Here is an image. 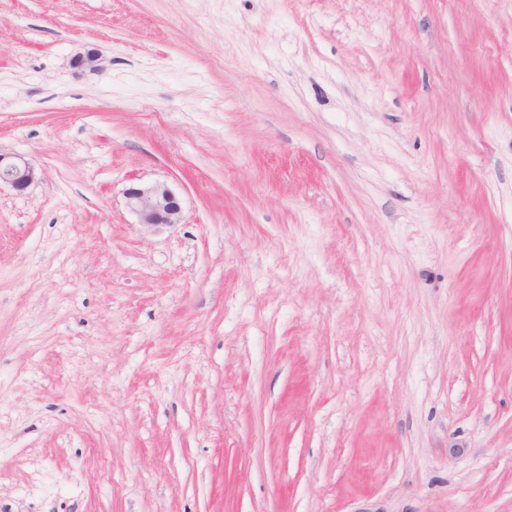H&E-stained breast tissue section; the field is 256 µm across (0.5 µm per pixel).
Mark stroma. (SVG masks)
<instances>
[{"label":"stroma","instance_id":"obj_1","mask_svg":"<svg viewBox=\"0 0 512 512\" xmlns=\"http://www.w3.org/2000/svg\"><path fill=\"white\" fill-rule=\"evenodd\" d=\"M0 151V512H512V0H0ZM34 169L20 155L0 153V184H10L16 191H24L35 179ZM124 197L126 207L145 228L181 223V199L167 183H136L125 190Z\"/></svg>","mask_w":512,"mask_h":512}]
</instances>
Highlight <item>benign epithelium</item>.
Returning a JSON list of instances; mask_svg holds the SVG:
<instances>
[{"label": "benign epithelium", "instance_id": "7a95c632", "mask_svg": "<svg viewBox=\"0 0 512 512\" xmlns=\"http://www.w3.org/2000/svg\"><path fill=\"white\" fill-rule=\"evenodd\" d=\"M35 177L34 169L22 156L0 153V183H7L22 192ZM124 197L126 207L135 215L138 224L148 229L181 223V199L164 182L133 184L125 190Z\"/></svg>", "mask_w": 512, "mask_h": 512}]
</instances>
